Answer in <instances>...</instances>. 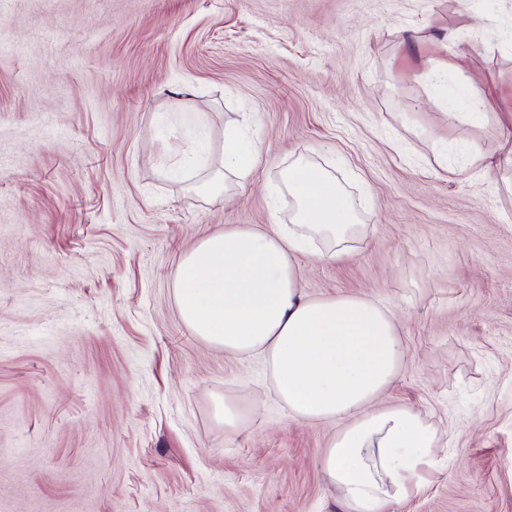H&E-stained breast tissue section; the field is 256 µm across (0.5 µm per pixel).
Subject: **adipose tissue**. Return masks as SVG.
I'll return each instance as SVG.
<instances>
[{
    "instance_id": "obj_1",
    "label": "adipose tissue",
    "mask_w": 512,
    "mask_h": 512,
    "mask_svg": "<svg viewBox=\"0 0 512 512\" xmlns=\"http://www.w3.org/2000/svg\"><path fill=\"white\" fill-rule=\"evenodd\" d=\"M260 160L256 146L225 131V176L246 181ZM287 181L294 224H228L184 253L174 277L179 312L226 354L261 355L291 419L342 421L320 466L345 512H393L436 472L438 431L412 407L385 401L407 356L393 315L365 297L305 296L295 255L319 240L323 259L340 260L358 227L324 170L299 164Z\"/></svg>"
}]
</instances>
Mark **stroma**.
Segmentation results:
<instances>
[{
  "label": "stroma",
  "instance_id": "1",
  "mask_svg": "<svg viewBox=\"0 0 512 512\" xmlns=\"http://www.w3.org/2000/svg\"><path fill=\"white\" fill-rule=\"evenodd\" d=\"M510 121L512 0H0V512H341L337 423L174 294L196 241L289 223L300 163L362 227L305 295L394 315L386 401L440 436L395 512H512V170L471 162ZM229 123L262 159L203 191Z\"/></svg>",
  "mask_w": 512,
  "mask_h": 512
}]
</instances>
